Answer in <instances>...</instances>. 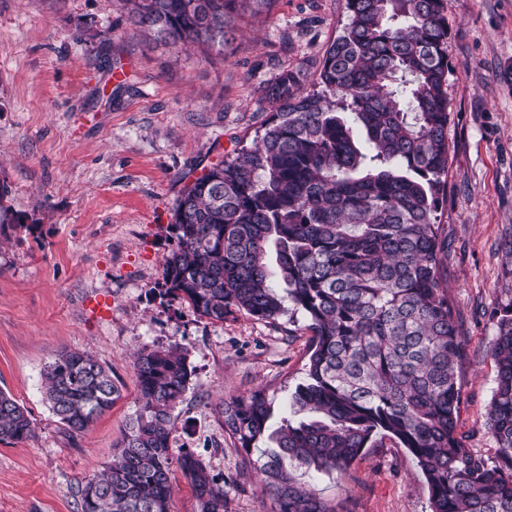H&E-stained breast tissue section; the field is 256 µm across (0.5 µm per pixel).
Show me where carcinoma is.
<instances>
[{"mask_svg": "<svg viewBox=\"0 0 512 512\" xmlns=\"http://www.w3.org/2000/svg\"><path fill=\"white\" fill-rule=\"evenodd\" d=\"M133 26L171 48L218 49L239 20L274 0H120ZM315 88L284 70L264 87L273 112L233 158L177 198L160 295L222 322L244 311L274 323L302 315L306 381L270 430L262 389L224 401V432L261 485L264 512H339L316 476L347 472L377 437L417 460L430 512H512V302L488 352L497 368L487 427L498 459L457 431L464 356L448 296V234L436 223L448 180V16L443 0H346ZM139 402L112 462L77 482L78 512H170L172 467L199 512H226L224 480L193 452L173 454L172 411L192 371L177 345L133 359ZM53 414L74 432L119 390L91 354L62 351L42 372ZM0 391V439L32 436Z\"/></svg>", "mask_w": 512, "mask_h": 512, "instance_id": "carcinoma-1", "label": "carcinoma"}]
</instances>
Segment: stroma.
Segmentation results:
<instances>
[{"instance_id":"1","label":"stroma","mask_w":512,"mask_h":512,"mask_svg":"<svg viewBox=\"0 0 512 512\" xmlns=\"http://www.w3.org/2000/svg\"><path fill=\"white\" fill-rule=\"evenodd\" d=\"M448 16V291L466 359L457 430L495 460L486 426L496 366L487 354L512 302V0H444ZM347 21L346 0H275L244 17L224 54L173 50L132 26L120 0H0V390L34 433L0 441V512H77V480L109 463L139 397L133 356L182 347L192 381L170 446L224 477L227 512H263L246 454L224 431L225 399L266 389L271 426L305 378L310 334L236 312L198 317L160 296L176 247L173 206L204 166L251 143L282 70L313 82ZM107 297L106 312L88 301ZM77 349L109 369L120 397L83 433L44 399L41 373ZM344 512H429L415 458L383 439L344 475L316 479Z\"/></svg>"}]
</instances>
